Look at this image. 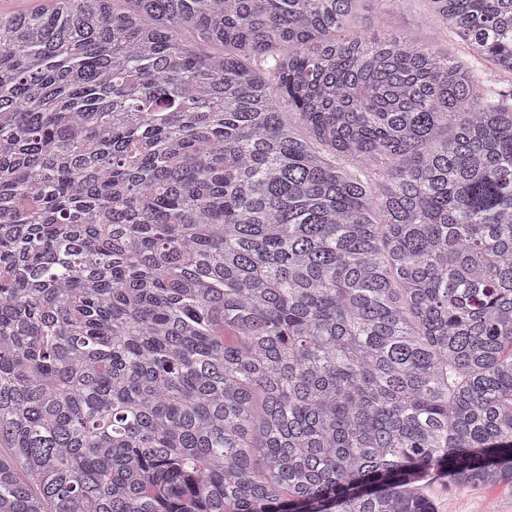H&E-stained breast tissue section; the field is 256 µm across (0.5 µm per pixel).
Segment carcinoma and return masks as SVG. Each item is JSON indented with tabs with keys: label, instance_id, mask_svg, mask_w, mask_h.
<instances>
[{
	"label": "carcinoma",
	"instance_id": "1",
	"mask_svg": "<svg viewBox=\"0 0 512 512\" xmlns=\"http://www.w3.org/2000/svg\"><path fill=\"white\" fill-rule=\"evenodd\" d=\"M399 2L0 16V512L512 484V91ZM428 2L512 75V0ZM363 29L370 33L408 34L419 43L436 51L448 52L464 66L488 84L511 86L512 76L498 72L485 59L477 57L467 43L440 26L430 13L426 0L404 2L398 9H390L382 20L375 13L363 12Z\"/></svg>",
	"mask_w": 512,
	"mask_h": 512
}]
</instances>
